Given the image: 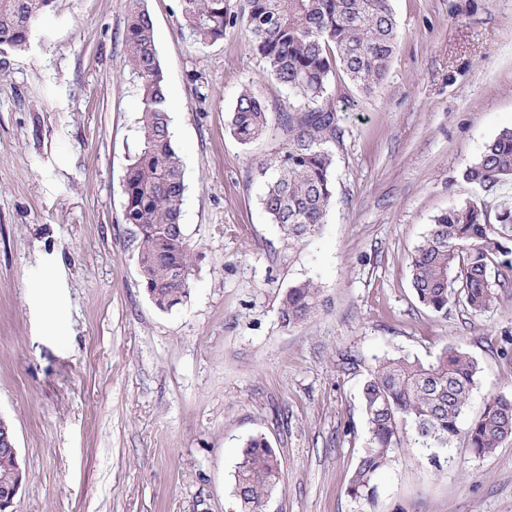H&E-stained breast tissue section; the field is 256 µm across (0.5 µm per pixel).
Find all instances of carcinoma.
Returning a JSON list of instances; mask_svg holds the SVG:
<instances>
[{"label":"carcinoma","mask_w":512,"mask_h":512,"mask_svg":"<svg viewBox=\"0 0 512 512\" xmlns=\"http://www.w3.org/2000/svg\"><path fill=\"white\" fill-rule=\"evenodd\" d=\"M55 0H0V48L23 50ZM125 56L128 80L139 99V146L123 177L124 222L134 234L141 281L159 303L173 307L190 294L194 249L181 224L185 192L182 159L172 142L171 116L144 0H126ZM180 32L198 44L224 40L241 30L263 62V76L300 103L281 111L284 136L273 156L257 163L264 179L262 209L291 245L314 237L334 201V158L330 144L340 137V116L330 99L336 71L364 93L381 86L398 46L390 0H179ZM268 105L253 85L243 86L230 128L242 144L266 136ZM463 179L487 191L512 182V129L502 130L463 171ZM512 202L497 224L477 200L448 208L433 219L410 257L418 301L438 314L458 302L474 314L495 306L505 279L491 277L497 265L512 272ZM326 308L311 280L283 294L280 320L293 327ZM478 372L460 347L446 346L423 362L409 356L383 357L362 387L369 436L358 458L349 496L371 505L376 478L405 448L438 451L465 435L478 457L512 438V399H490L467 428L461 421ZM284 482L281 463L266 438L242 444L233 474L231 512H267Z\"/></svg>","instance_id":"1"}]
</instances>
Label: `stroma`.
<instances>
[{"label":"stroma","instance_id":"stroma-1","mask_svg":"<svg viewBox=\"0 0 512 512\" xmlns=\"http://www.w3.org/2000/svg\"><path fill=\"white\" fill-rule=\"evenodd\" d=\"M399 47L380 89L344 74L334 202L291 245L262 206L256 162L230 117L243 84L271 113L240 33L199 45L179 0H145L184 166L192 288L172 310L145 293L123 220L136 145L124 0H56L23 50H0V417L27 474L13 512H229L240 447L255 434L285 475L267 512H512V439L476 458L457 438L439 463L397 453L373 508L346 492L368 429L361 388L377 358L427 361L458 345L479 372L466 419L512 398V288L474 316L422 306L410 255L434 217L493 191L462 172L512 127V0H391ZM313 280L327 311L282 327L283 293ZM357 358V370L340 361Z\"/></svg>","mask_w":512,"mask_h":512}]
</instances>
